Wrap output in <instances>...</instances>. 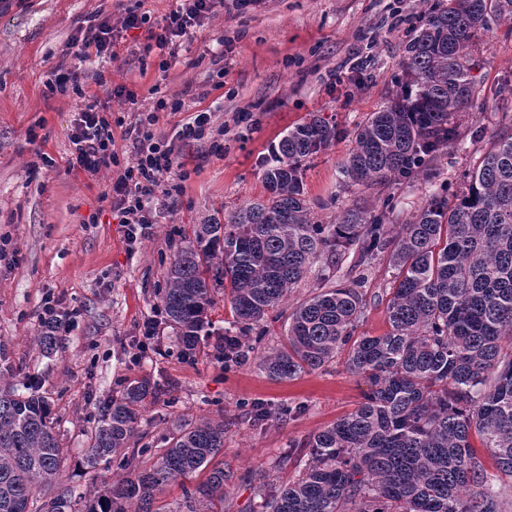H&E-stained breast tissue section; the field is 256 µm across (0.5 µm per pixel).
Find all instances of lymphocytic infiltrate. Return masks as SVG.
I'll list each match as a JSON object with an SVG mask.
<instances>
[{"instance_id":"f902f5d3","label":"lymphocytic infiltrate","mask_w":512,"mask_h":512,"mask_svg":"<svg viewBox=\"0 0 512 512\" xmlns=\"http://www.w3.org/2000/svg\"><path fill=\"white\" fill-rule=\"evenodd\" d=\"M223 5L224 0H181L165 17L163 25L150 31L149 39L160 53L175 55L180 39L204 20L214 17ZM145 22L144 15L126 7L118 23L102 21L72 38L69 46L75 58L82 62L93 57L109 59L116 55L122 32L139 28ZM184 106L182 100L161 98L152 107L138 111L134 123L135 153L131 162L125 164L120 162L115 150L109 106L92 94L86 96L83 106L74 114L68 166L91 176L116 170L117 176L105 198L128 243L137 242L149 225L155 223L160 214L158 197L170 196L177 188L171 179L176 164L174 147L164 136L155 134L154 127L160 113L179 112Z\"/></svg>"}]
</instances>
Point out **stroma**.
<instances>
[{
  "label": "stroma",
  "instance_id": "obj_1",
  "mask_svg": "<svg viewBox=\"0 0 512 512\" xmlns=\"http://www.w3.org/2000/svg\"><path fill=\"white\" fill-rule=\"evenodd\" d=\"M125 4L139 5L155 23L176 7L175 0H9L0 10V237L10 241L0 254V345L17 379L36 382L60 421L67 456L53 494L72 490L90 499L120 478L115 466L88 467L84 452L101 406L127 382L147 378L157 391L142 410L143 442L160 446L178 420L223 418L231 512H260L263 475L282 481L297 476L309 437L355 410L369 384L347 372L341 355L282 381L268 378L253 359L225 366L209 345L187 361L163 323L141 354L143 324L157 314V290L191 225L264 198L262 174L273 146L310 115L340 131L304 166L303 192L319 220L333 221L357 200L379 205L389 194L400 218L422 206L423 182L349 189L339 171L356 124L387 102L404 78L406 21L420 12V0H227L223 12L181 38L174 57L146 51L144 25L124 32L115 59L85 65L84 89L101 102L117 85L137 95L136 105L112 107L121 162L132 156L126 129L137 110L160 98L185 101L184 111L160 113L155 126L174 142V173L183 190L168 198L157 224L132 245L101 199L112 172L91 177L67 167L80 96L47 86L75 63L66 53L71 37L101 20H117ZM473 57L484 98L459 113L467 137L438 165L437 184L452 188L493 135H512V105L498 98L502 79L512 75V21L485 34ZM206 109L212 123L204 139L177 141L178 124ZM31 128L38 133L33 142ZM95 211L99 223H88ZM363 273L365 309L356 333L378 336L388 329L387 255ZM47 292L59 298L61 310L81 311L50 355L36 344L37 313ZM260 406L272 409L273 417L253 421ZM286 452L288 466L277 470Z\"/></svg>",
  "mask_w": 512,
  "mask_h": 512
}]
</instances>
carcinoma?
Listing matches in <instances>:
<instances>
[{
  "label": "carcinoma",
  "mask_w": 512,
  "mask_h": 512,
  "mask_svg": "<svg viewBox=\"0 0 512 512\" xmlns=\"http://www.w3.org/2000/svg\"><path fill=\"white\" fill-rule=\"evenodd\" d=\"M408 28L405 81L393 98L352 132L341 164L350 186L435 179L437 163L462 140L456 115L482 95L471 51L491 25L512 20V0H422ZM336 125L311 115L278 142L263 171L268 195L227 217L195 225L171 262L159 301L190 360L210 335L216 288L232 320L217 346L224 365L249 360L265 323L282 318L288 292L317 269V292L285 318L284 342L258 357L274 380L321 369L347 352L349 372L370 392L353 412L313 434L297 478L269 483V512H503L512 490V135H497L447 197L435 190L412 218L393 223L394 204L353 205L338 222H319L303 196L305 162L329 148ZM357 265L389 253L388 330L357 336L364 277L334 285L346 250ZM60 337L36 338L50 354ZM0 369V512H29L34 495L58 482L66 451L47 397L11 383ZM148 379L105 402L87 464L118 461L128 476L83 509L59 494L36 512H155L163 489L192 474L205 480L184 493L187 512H213L230 474L224 420L178 422L164 448L136 447ZM494 460L488 471L471 443Z\"/></svg>",
  "instance_id": "1"
}]
</instances>
